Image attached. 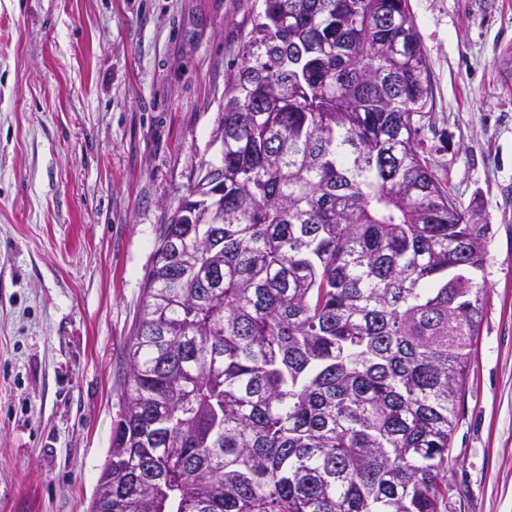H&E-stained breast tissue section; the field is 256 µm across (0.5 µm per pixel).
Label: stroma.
I'll list each match as a JSON object with an SVG mask.
<instances>
[{
    "label": "stroma",
    "instance_id": "stroma-1",
    "mask_svg": "<svg viewBox=\"0 0 512 512\" xmlns=\"http://www.w3.org/2000/svg\"><path fill=\"white\" fill-rule=\"evenodd\" d=\"M261 0H0V512H87L167 223ZM422 153L488 225L442 512H512V0H410Z\"/></svg>",
    "mask_w": 512,
    "mask_h": 512
}]
</instances>
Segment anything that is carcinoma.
Returning a JSON list of instances; mask_svg holds the SVG:
<instances>
[{
  "instance_id": "cac0c4a2",
  "label": "carcinoma",
  "mask_w": 512,
  "mask_h": 512,
  "mask_svg": "<svg viewBox=\"0 0 512 512\" xmlns=\"http://www.w3.org/2000/svg\"><path fill=\"white\" fill-rule=\"evenodd\" d=\"M431 98L409 0H263L89 512H442L489 227L421 153Z\"/></svg>"
}]
</instances>
